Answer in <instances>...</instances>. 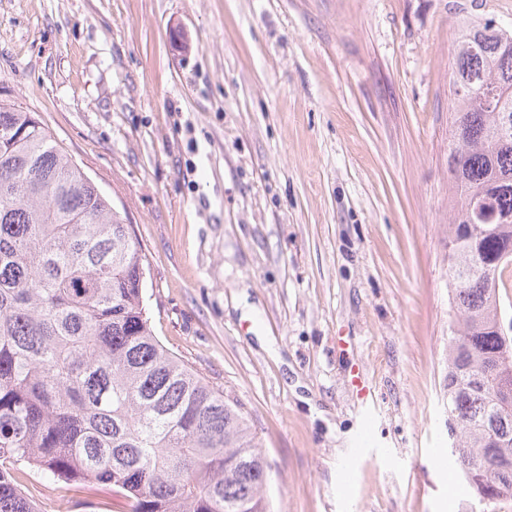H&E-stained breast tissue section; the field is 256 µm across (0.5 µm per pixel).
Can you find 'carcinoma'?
<instances>
[{"label": "carcinoma", "mask_w": 512, "mask_h": 512, "mask_svg": "<svg viewBox=\"0 0 512 512\" xmlns=\"http://www.w3.org/2000/svg\"><path fill=\"white\" fill-rule=\"evenodd\" d=\"M448 431L465 483L512 497V412L489 368L496 277L512 263V33L465 18L451 73ZM491 198L480 222L468 197ZM107 196L30 112L0 104V512H37L31 470L103 485L124 512H271L270 465L241 408L169 352L144 305L146 256Z\"/></svg>", "instance_id": "obj_1"}]
</instances>
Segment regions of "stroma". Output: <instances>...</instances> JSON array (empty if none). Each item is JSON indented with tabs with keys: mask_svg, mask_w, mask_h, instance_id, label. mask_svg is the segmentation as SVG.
Listing matches in <instances>:
<instances>
[{
	"mask_svg": "<svg viewBox=\"0 0 512 512\" xmlns=\"http://www.w3.org/2000/svg\"><path fill=\"white\" fill-rule=\"evenodd\" d=\"M470 14L512 30V0H0V104L133 225L152 329L247 415L273 512H512L432 463ZM23 486L39 512L120 510L103 486Z\"/></svg>",
	"mask_w": 512,
	"mask_h": 512,
	"instance_id": "obj_1",
	"label": "stroma"
}]
</instances>
